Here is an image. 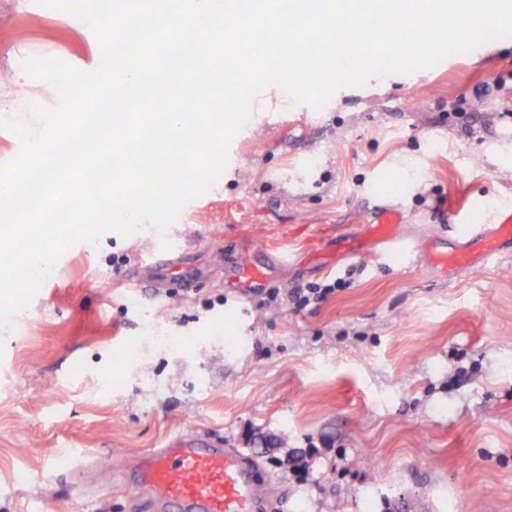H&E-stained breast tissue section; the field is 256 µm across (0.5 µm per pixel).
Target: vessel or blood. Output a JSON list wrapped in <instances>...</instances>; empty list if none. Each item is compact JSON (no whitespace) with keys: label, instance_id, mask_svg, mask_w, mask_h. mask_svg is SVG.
Listing matches in <instances>:
<instances>
[{"label":"vessel or blood","instance_id":"1","mask_svg":"<svg viewBox=\"0 0 512 512\" xmlns=\"http://www.w3.org/2000/svg\"><path fill=\"white\" fill-rule=\"evenodd\" d=\"M512 242V209L501 211L494 223L471 225L464 243L436 254V265L471 264L470 246L482 243L481 262L500 258V241ZM264 269L242 266L233 279L250 289L265 281ZM137 503L149 512H262L264 481L250 457L239 448H227L195 432L170 437L163 447L126 465Z\"/></svg>","mask_w":512,"mask_h":512}]
</instances>
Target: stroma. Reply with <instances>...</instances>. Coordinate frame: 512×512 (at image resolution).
Listing matches in <instances>:
<instances>
[{"label":"stroma","mask_w":512,"mask_h":512,"mask_svg":"<svg viewBox=\"0 0 512 512\" xmlns=\"http://www.w3.org/2000/svg\"><path fill=\"white\" fill-rule=\"evenodd\" d=\"M32 57L91 70L100 49L68 13L0 0V102L22 116L59 103ZM462 196L475 224L512 207V38L320 109L254 101L173 222L77 242L0 326V512H133L113 461L183 430L243 449L266 512H512V248L428 263L462 241ZM384 207L414 255L375 243ZM181 245L190 289L139 264ZM241 263L271 266L263 287L233 288ZM342 279H337L333 284L324 286H316L314 288H307L306 292L294 291L291 295L292 301L297 306H307L311 302H318L325 300L329 295L336 291Z\"/></svg>","instance_id":"stroma-1"}]
</instances>
